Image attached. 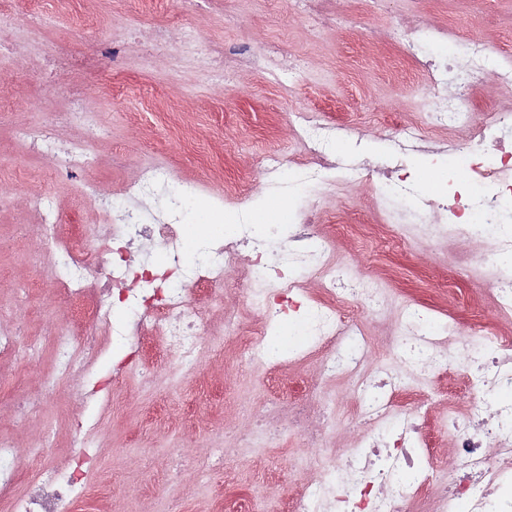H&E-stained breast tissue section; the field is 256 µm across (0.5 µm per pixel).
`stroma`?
Segmentation results:
<instances>
[{
    "instance_id": "stroma-1",
    "label": "stroma",
    "mask_w": 512,
    "mask_h": 512,
    "mask_svg": "<svg viewBox=\"0 0 512 512\" xmlns=\"http://www.w3.org/2000/svg\"><path fill=\"white\" fill-rule=\"evenodd\" d=\"M176 2L142 0L133 11L129 0H43L35 40L78 49V30L90 22L99 44L121 48L123 65L113 70L99 61L59 75L61 92L46 101L39 56L29 58L26 81L19 80L9 60L0 58V189L43 190L54 205L82 211L77 181L46 182L47 157L23 146L15 135L18 122L63 110L65 89L81 84L88 91L95 123L107 132L98 145L101 167L94 173L102 188L120 187L141 165L151 163L199 185L193 203L205 206L207 216L216 221L243 207L258 213L271 201L288 202L294 211L316 203L336 219L331 234L337 263L366 267L387 307L431 305L438 316L459 321L475 339L488 324L512 334V320L494 316L489 273L478 271L472 261L486 250V243L454 241L440 230L439 211H431L426 222L414 223L396 205L377 204L370 188L354 183L302 196L284 188L266 189L260 181L252 194L236 190L241 174L258 158L299 153L297 138L282 121L283 113L299 104L321 108L327 120L345 122L349 130L339 134L336 156L346 157L350 140L361 139L367 150L360 160L368 167L391 148L383 121L390 112L401 123L419 127L426 137L448 143L447 132L432 128L425 104L413 98L421 76L391 39L395 24L411 22L414 0H382L371 12L362 0H335L344 26L340 32L297 19L279 0H201L184 16L174 41L189 31L206 46H243L258 56L279 54L281 77L243 72L222 84L191 63L176 65L148 52L145 35L170 23ZM228 10L236 14L235 23H225ZM427 20L447 26L457 41L480 36L501 52L512 53V0H484L478 14L467 0H432ZM361 22L378 28L384 43L364 44L354 30ZM131 28L141 31V39H128ZM219 194L227 197L220 212L212 205ZM346 209L353 211V222H341ZM35 241L36 222L22 204L0 209V324L24 317L27 339L39 349L35 362L0 364V434L26 446L24 476L48 463L70 467L68 442L74 423L85 419L86 412L64 395L81 388L109 394L110 400L96 410L94 433L101 455L78 512H166L172 500L180 501L184 512H213L219 502L246 494L262 497V512H282L283 498L294 496L315 478L320 456L302 448L289 428H282L276 439L258 437L244 448L225 439L219 428L249 425L269 399L278 403L281 414L291 412L300 390L320 381L318 357L269 371L244 370L237 364L241 345L233 336L225 337L223 353L203 348L195 375L172 380L169 370L175 360L168 354L152 364V381L133 372L116 388L110 381L117 365L127 358L138 361L140 354L132 346L108 350L89 378L59 386L53 401L25 427H17L8 406L13 388L40 392L42 380L52 374L50 321H63L76 333L85 326L71 301L32 288L40 270L54 264L53 252L47 251L40 265H33ZM238 289L236 279H225L222 302L204 308V320L218 328L229 318L241 325L255 321L256 313L237 302ZM320 383L317 401L329 413L328 445L337 448L349 438L357 409L346 396V380ZM213 443L224 448L222 476L210 480L198 470L173 479L168 470L171 449L185 448L204 460ZM271 481L281 491L267 499L263 493Z\"/></svg>"
}]
</instances>
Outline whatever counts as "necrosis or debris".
I'll use <instances>...</instances> for the list:
<instances>
[{"mask_svg":"<svg viewBox=\"0 0 512 512\" xmlns=\"http://www.w3.org/2000/svg\"><path fill=\"white\" fill-rule=\"evenodd\" d=\"M411 24L395 26L393 37L421 71L417 88L427 102L432 124L461 128L466 139L448 161V176L440 183L439 200L447 214L448 229L467 241L488 239L489 251L475 255L477 267L489 270L499 317L512 319V140L502 135L512 126V114L494 108H476L473 92L489 79L512 86V58L494 50L480 38L453 41L447 28L425 23L431 0H414ZM43 0H24L25 24L20 34L0 43V54L17 59L38 52L51 73L85 68L89 56L63 49L50 41L33 42ZM171 29L162 26L150 34L159 48L170 50L174 61H190L199 70L223 78L244 68L274 70L276 57H237L221 49L197 52L192 43L173 46ZM455 95H448V86ZM88 115L87 93L74 86L67 91V107L47 113L39 123L16 127L18 140L50 160L53 172L73 178L97 161L96 136L61 140L63 128L79 125ZM290 126L302 144L297 159L268 156L258 170L242 175L243 183L264 176L268 185L289 186L300 193L336 180L369 185L376 198L398 202L403 212L419 219L426 201L415 189L405 155L423 151L418 133L386 122L393 141V159L377 169L362 167L356 159L332 158L330 149L339 127L323 121L319 112L302 109L291 113ZM87 208L94 215V234L77 246H67L61 235L68 217L56 209L45 193L25 196L27 209L40 214V244L60 252L67 273L48 274L44 282L71 300H87L88 321L81 335L56 329L52 335L56 354L55 381L64 383L90 375L107 346H126L145 332L155 331L176 359L173 378L196 374L205 325L201 309L229 275L244 286V301L258 314L249 329L225 326V334L241 337L247 361L253 366L276 367L287 350L272 343L286 312L298 317L302 335L312 337L311 351L321 360L324 378H348L351 400L369 430L353 445L336 449L318 478L307 481L300 496L289 501V512H512V336H489L480 341L462 338L458 323L447 329L435 324L432 308L402 305L396 313L381 306L378 289L365 287L367 273L356 269L357 288L340 291L343 277L328 254L325 214L317 205L300 209L288 227V247L269 245L258 225L237 213L224 235L204 241L195 254L183 247L182 224L190 211L191 194L154 164L141 166L126 182L117 204L105 205L98 182L82 184ZM162 192L164 206L144 213L139 198ZM144 239H157L166 247L163 268L131 266L127 254ZM250 261H243V254ZM321 281L320 296L308 288L311 275ZM387 323L385 342L394 365H370L365 321ZM455 337L446 351L447 337ZM461 367V380L469 404L463 415H448L437 427L426 420L430 400L401 405L409 387L406 370L427 373ZM451 436L452 468L447 478L436 475L434 437ZM74 454L84 471L45 467L26 491L22 480L21 452L10 438L0 436V498L9 512H77L90 480L89 466L98 460L91 427L73 435Z\"/></svg>","mask_w":512,"mask_h":512,"instance_id":"necrosis-or-debris-1","label":"necrosis or debris"}]
</instances>
